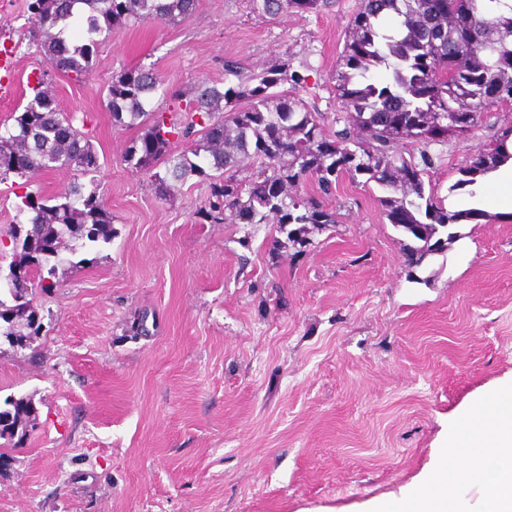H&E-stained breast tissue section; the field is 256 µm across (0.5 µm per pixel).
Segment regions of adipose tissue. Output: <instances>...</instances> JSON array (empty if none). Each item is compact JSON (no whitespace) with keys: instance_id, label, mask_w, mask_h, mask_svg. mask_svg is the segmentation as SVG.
Returning a JSON list of instances; mask_svg holds the SVG:
<instances>
[{"instance_id":"adipose-tissue-1","label":"adipose tissue","mask_w":512,"mask_h":512,"mask_svg":"<svg viewBox=\"0 0 512 512\" xmlns=\"http://www.w3.org/2000/svg\"><path fill=\"white\" fill-rule=\"evenodd\" d=\"M460 452L470 456V466L451 469L449 456ZM494 460L512 467V380L462 411L420 485L407 488L399 498L371 504L367 512H467L459 488L474 482L483 488L479 512H512V470L505 475L491 472Z\"/></svg>"}]
</instances>
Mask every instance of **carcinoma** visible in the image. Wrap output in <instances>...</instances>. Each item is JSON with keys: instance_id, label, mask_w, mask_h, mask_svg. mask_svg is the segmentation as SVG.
Listing matches in <instances>:
<instances>
[{"instance_id": "obj_1", "label": "carcinoma", "mask_w": 512, "mask_h": 512, "mask_svg": "<svg viewBox=\"0 0 512 512\" xmlns=\"http://www.w3.org/2000/svg\"><path fill=\"white\" fill-rule=\"evenodd\" d=\"M199 0H29L25 36L36 44L51 69L77 82L94 71L99 36L117 24L151 18L177 25ZM262 16L318 13L334 0H250ZM391 15L397 29L385 32L377 21ZM385 67L389 82L367 79ZM224 81H202L185 90L165 85L152 68L126 69L107 86L112 121L142 130L124 161L148 175L154 194L170 196L171 181L193 177L209 187L196 211L200 224H274L272 251L311 244L315 232L339 223L327 200L340 182L374 183L382 214L403 237L410 269L443 251L442 239L462 226L487 218L484 210H451L425 181L434 165L429 148L475 128L494 127L489 110L505 91L512 95V0H358L342 53L332 76L331 94L339 111L335 128L326 113L299 97L309 90L307 76L288 59L261 72L247 73L231 56L222 62ZM461 89L448 92L441 69ZM33 95L14 124L0 130V183L31 181L38 173L71 170L95 177L101 168L90 138L74 127L56 102L49 74L36 75ZM186 103L176 121L147 109L157 93ZM439 112L456 114L455 124L436 123ZM412 139L418 155H403L399 144ZM187 147L175 153L173 146ZM512 161V128H496L488 144H476L457 168L448 193L469 190ZM26 222L10 226L8 270L25 277L0 288V337L14 349L29 348L42 323L32 289L43 286L49 270L76 255L97 250L115 236L112 212L96 192L73 182L46 197L21 196ZM31 398L10 399L0 408V439L25 437L35 415Z\"/></svg>"}]
</instances>
